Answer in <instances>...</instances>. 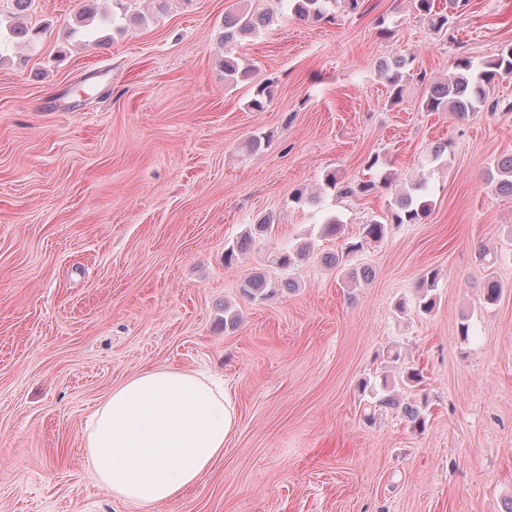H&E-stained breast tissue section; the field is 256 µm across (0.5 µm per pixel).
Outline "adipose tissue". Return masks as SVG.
Here are the masks:
<instances>
[{
    "label": "adipose tissue",
    "instance_id": "ef3b65f1",
    "mask_svg": "<svg viewBox=\"0 0 512 512\" xmlns=\"http://www.w3.org/2000/svg\"><path fill=\"white\" fill-rule=\"evenodd\" d=\"M236 411L221 386L193 371H140L89 418L84 443L97 481L141 507L174 501L224 457Z\"/></svg>",
    "mask_w": 512,
    "mask_h": 512
}]
</instances>
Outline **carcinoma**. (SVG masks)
I'll return each mask as SVG.
<instances>
[{"label":"carcinoma","mask_w":512,"mask_h":512,"mask_svg":"<svg viewBox=\"0 0 512 512\" xmlns=\"http://www.w3.org/2000/svg\"><path fill=\"white\" fill-rule=\"evenodd\" d=\"M293 12L301 20L320 21L331 18L329 4L336 0H291ZM414 7L419 16L427 22L428 26L436 31L448 28V14L435 7V0H414ZM271 17L243 13L224 20V42L238 41L243 37L254 34L259 28L266 26ZM452 76L443 83H433L425 91L423 106L431 112L450 111L460 118H465L484 108L495 111L503 108L512 111V103L500 106L499 101H489L490 88L496 80L512 74V46L502 50L498 58L487 62L482 68H474L467 57H459L454 62ZM381 71L394 92V99H399L406 83L410 81L425 82V75L406 70V61L399 58L392 63H384ZM490 181L495 183V190L501 194L512 195V156L499 159L494 164V173L490 174ZM326 184L345 195L358 191L368 192L375 187L372 182L357 184L341 183L336 174L327 175ZM421 183L414 182L411 188L399 194L394 200V207L389 212L387 222L372 220L362 227L364 241H375L383 238L387 230V223L412 224L428 211L429 203L418 195ZM253 242L251 235H246L240 242L228 247L224 251V265H233L236 257ZM307 257V248L298 246L282 252L277 257L278 265L292 267L303 262ZM437 273L432 272L421 283L423 289L421 306L429 311L434 306V297L430 291L434 290ZM282 287V284L263 278H249L242 284L243 292L253 300H264ZM403 415L416 428H423L425 419L419 404L406 402L401 405Z\"/></svg>","instance_id":"cac0c4a2"}]
</instances>
